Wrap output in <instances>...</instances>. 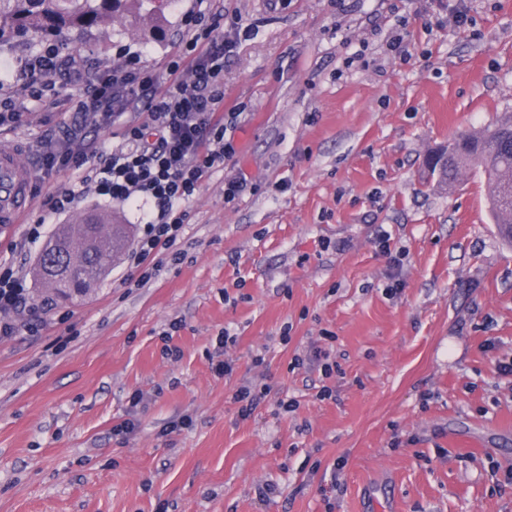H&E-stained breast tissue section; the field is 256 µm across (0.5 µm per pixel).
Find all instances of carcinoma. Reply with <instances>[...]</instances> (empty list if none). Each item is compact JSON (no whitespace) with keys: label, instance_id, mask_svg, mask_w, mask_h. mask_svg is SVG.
Returning a JSON list of instances; mask_svg holds the SVG:
<instances>
[{"label":"carcinoma","instance_id":"carcinoma-1","mask_svg":"<svg viewBox=\"0 0 512 512\" xmlns=\"http://www.w3.org/2000/svg\"><path fill=\"white\" fill-rule=\"evenodd\" d=\"M173 0H0V45L53 38L71 44L74 35L89 36L117 19L141 16L153 32L167 26ZM451 167L441 179L452 182L464 171L481 169L487 179V201L499 235L512 243V113L494 129L462 135L448 144ZM128 245L127 228L105 213H86L58 228L42 250L53 274L37 273L46 288L61 297L69 288L96 281L112 257Z\"/></svg>","mask_w":512,"mask_h":512}]
</instances>
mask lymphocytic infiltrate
Wrapping results in <instances>:
<instances>
[{
  "mask_svg": "<svg viewBox=\"0 0 512 512\" xmlns=\"http://www.w3.org/2000/svg\"><path fill=\"white\" fill-rule=\"evenodd\" d=\"M190 22L193 33L180 44L182 59L169 63L163 85L151 69L134 61L84 70L76 61H63L53 45L33 55L13 80H0V126L20 121L18 99L48 109L61 92L80 86V108L46 144L40 170H71L95 195L149 204L131 253L145 282L156 272L151 259L182 234L187 204L235 152L226 133L235 128L238 115L224 109V66L237 38L229 32L214 36L205 14ZM137 104L144 107L143 121L123 122L127 108ZM115 124L122 144L103 153L99 134ZM26 303L25 280L13 264L0 262V338L14 334L11 316Z\"/></svg>",
  "mask_w": 512,
  "mask_h": 512,
  "instance_id": "1",
  "label": "lymphocytic infiltrate"
}]
</instances>
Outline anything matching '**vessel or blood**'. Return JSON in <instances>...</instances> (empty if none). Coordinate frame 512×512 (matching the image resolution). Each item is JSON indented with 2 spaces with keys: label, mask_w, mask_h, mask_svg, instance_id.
<instances>
[{
  "label": "vessel or blood",
  "mask_w": 512,
  "mask_h": 512,
  "mask_svg": "<svg viewBox=\"0 0 512 512\" xmlns=\"http://www.w3.org/2000/svg\"><path fill=\"white\" fill-rule=\"evenodd\" d=\"M32 174L19 150L0 146V230L8 231L28 206Z\"/></svg>",
  "instance_id": "1"
}]
</instances>
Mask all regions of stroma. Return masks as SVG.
Returning <instances> with one entry per match:
<instances>
[{"label":"stroma","instance_id":"stroma-1","mask_svg":"<svg viewBox=\"0 0 512 512\" xmlns=\"http://www.w3.org/2000/svg\"><path fill=\"white\" fill-rule=\"evenodd\" d=\"M456 2L176 0L166 35L121 22L74 51L91 68L134 57L161 72L188 14L210 12L219 34L238 25L224 67L235 153L190 202L180 260L164 254L143 284L121 253L66 304L35 280L27 226L51 233L96 209L135 230L147 207L34 168L30 206L0 236V261L47 306L0 339V512H512V378L495 372L512 360V246L483 176L448 189L426 166L512 113V0H466L470 29ZM73 114L58 99L0 143L34 167ZM236 176L248 189L225 200ZM62 188L77 206L49 214ZM317 348L336 377L293 366ZM251 383L271 393L244 418L233 396ZM127 418L135 432L113 435ZM461 438L480 451L452 447ZM265 483L278 494L262 503Z\"/></svg>","mask_w":512,"mask_h":512}]
</instances>
